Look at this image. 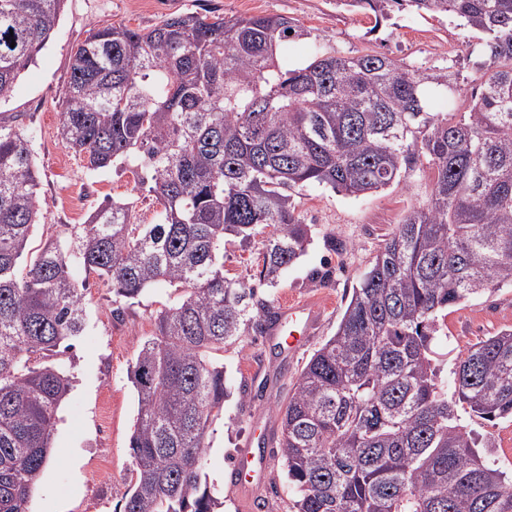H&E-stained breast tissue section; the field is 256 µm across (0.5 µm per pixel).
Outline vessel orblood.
I'll return each mask as SVG.
<instances>
[{
    "label": "vessel or blood",
    "mask_w": 512,
    "mask_h": 512,
    "mask_svg": "<svg viewBox=\"0 0 512 512\" xmlns=\"http://www.w3.org/2000/svg\"><path fill=\"white\" fill-rule=\"evenodd\" d=\"M322 302L317 298L291 301L274 308L264 328L290 355L308 345L320 323ZM267 477L265 459L241 453L234 467L233 489L237 495L252 493Z\"/></svg>",
    "instance_id": "b4317fda"
}]
</instances>
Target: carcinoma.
<instances>
[{
  "mask_svg": "<svg viewBox=\"0 0 512 512\" xmlns=\"http://www.w3.org/2000/svg\"><path fill=\"white\" fill-rule=\"evenodd\" d=\"M370 12L445 15L484 35L479 84L451 59L411 65L364 51L280 58L307 31L283 15H175L148 30L110 25L71 56L58 132L97 171L143 172L160 207L93 211L27 264L48 203L31 141L0 123V512H28L50 462L72 375L54 362L90 325L94 274L126 300L168 284L130 373L138 408L123 512H214L200 460L224 412L213 353L270 314L257 288L224 275V239L263 243L259 285L274 288L312 238L295 196L328 187L364 197L422 178L425 199L385 239L336 332L278 411L294 512H512L462 413L512 418V330L458 354L443 376L448 307L512 288V0H340ZM64 0H0V97L46 46ZM448 111L435 112L436 100Z\"/></svg>",
  "mask_w": 512,
  "mask_h": 512,
  "instance_id": "carcinoma-1",
  "label": "carcinoma"
}]
</instances>
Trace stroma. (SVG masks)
Segmentation results:
<instances>
[{"label": "stroma", "mask_w": 512, "mask_h": 512, "mask_svg": "<svg viewBox=\"0 0 512 512\" xmlns=\"http://www.w3.org/2000/svg\"><path fill=\"white\" fill-rule=\"evenodd\" d=\"M282 14L299 21L307 38L288 46V66H298L322 47L352 55L373 50L409 63L441 66L456 59L466 87L476 85L478 54L466 45L473 31L454 17H419L391 12L388 19L341 5L340 0H66L53 34L12 91L0 98V121L25 130L48 203L44 222L34 228L31 250L50 235L86 223L92 209L114 198L134 197L139 223L156 221L158 206L130 170L112 167L91 171L65 147L57 134V101L69 76L73 48L97 28L123 24L149 29L176 14ZM418 202L402 186L350 198L325 187L305 189L299 209L314 231L305 253L283 272L277 288L265 292L272 305L317 295L325 302L322 323L309 349L298 356L271 345L265 334L248 329L217 352L224 365L229 396L224 413L209 427L201 473L221 503L219 512H290L292 493L280 467V449L272 447L268 476L257 491L237 498L231 490L235 458L251 434L264 425L278 427L277 412L288 401L293 383L313 350L336 331L354 288L380 244ZM261 238L224 247V273L254 281ZM175 288H150L127 304L99 281L90 283L85 304L91 329L62 355L70 367L72 391L58 412L52 459L29 504V512H121V497L131 477L128 442L138 407L130 370L143 340L155 330L156 312L176 297ZM448 336L440 351L444 369L452 371L460 351L506 329H512V288L504 287L466 300L442 320ZM469 429L489 440L484 461L512 482V419L468 420ZM108 464L111 481L99 480Z\"/></svg>", "instance_id": "35a3bbf8"}]
</instances>
